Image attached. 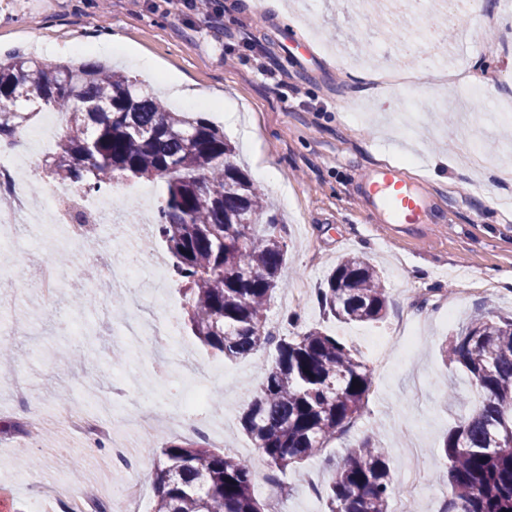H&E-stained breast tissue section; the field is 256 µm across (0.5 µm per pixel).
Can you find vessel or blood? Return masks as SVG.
<instances>
[{
  "label": "vessel or blood",
  "instance_id": "1",
  "mask_svg": "<svg viewBox=\"0 0 512 512\" xmlns=\"http://www.w3.org/2000/svg\"><path fill=\"white\" fill-rule=\"evenodd\" d=\"M365 194L368 201L382 211L387 223H420L425 197L410 187L401 170L394 167L378 170Z\"/></svg>",
  "mask_w": 512,
  "mask_h": 512
}]
</instances>
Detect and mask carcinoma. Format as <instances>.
I'll return each instance as SVG.
<instances>
[{"mask_svg": "<svg viewBox=\"0 0 512 512\" xmlns=\"http://www.w3.org/2000/svg\"><path fill=\"white\" fill-rule=\"evenodd\" d=\"M34 95L66 116L55 151L41 163L47 177L84 191L123 177L164 182L155 224L184 284L192 333L228 360L275 344L241 416L271 467L303 463L363 414L372 378L357 353L317 327L277 340L267 331L268 305L285 285L288 244L224 131L169 111L137 80L96 61L48 66L14 56L0 60V145L39 114L23 108ZM249 216L266 223H242ZM316 298L344 322H377L388 310L380 273L356 255L339 260ZM442 356L467 373L479 396L443 441L451 497L442 512H512V319L471 316ZM161 456L154 512H264L250 461L201 438L173 442ZM394 493L388 452L366 437L337 468L327 506L388 512Z\"/></svg>", "mask_w": 512, "mask_h": 512, "instance_id": "obj_1", "label": "carcinoma"}]
</instances>
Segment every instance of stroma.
<instances>
[{
  "label": "stroma",
  "mask_w": 512,
  "mask_h": 512,
  "mask_svg": "<svg viewBox=\"0 0 512 512\" xmlns=\"http://www.w3.org/2000/svg\"><path fill=\"white\" fill-rule=\"evenodd\" d=\"M485 3V17L464 11L449 25L450 48H464L471 72L485 81L484 98L471 99L451 88L433 91L422 75L427 45L440 35L426 6L382 18L359 14L353 0H266L261 12L254 0H213L204 14L181 12L177 0H0V51L36 59L44 44L79 37L83 58L94 59L96 43L119 34L128 54L113 59L115 68L172 109L201 112L222 125L249 175L266 167L276 171L278 181L266 194L288 201L280 210L288 287L278 290L268 317L280 335L320 325L366 357L371 342L397 335L402 320L418 324L413 345H397L388 366L373 368L363 414L316 457L284 471L270 469L239 423L272 346L228 361L180 326V343L217 371L211 392L222 402L214 416L224 426V448L252 463L256 494L268 510L282 497L286 512H328L324 494L306 491V478L317 476L328 486L338 463L367 436L387 448L395 483H402L408 466L423 470L414 512H441L450 495L440 447L458 400L472 406L478 397L468 375L442 360L440 348L474 313L494 320L512 316V206L506 204L512 178L501 174L512 168V157L501 152L502 142L512 141V124L482 137L489 159L482 171L459 159L467 117L487 112L491 100L512 97V7L504 0ZM329 42L353 50L368 45L373 67L393 63L419 76L361 93L360 68L337 62L324 49ZM135 52L152 57L156 70L138 68ZM229 106L237 116L232 124L224 121ZM395 157L427 196L422 223H384L365 201V184ZM348 254L364 257L382 275L390 303L380 323L340 322L316 299L327 273ZM301 288L307 294L299 303L285 302L286 293ZM0 300L8 305L0 313V338L12 343L39 387L37 398L21 407L0 374V421L16 425L0 434V485L8 491L5 512H35L45 485L70 482L59 459L76 463L87 482L97 476L104 454L50 420L58 387L79 399L116 385L131 392L157 380L146 375V361L127 364L120 336L100 328L98 309L78 302L73 285H64L47 307L34 278L19 284L6 275ZM292 313L300 314L299 324L288 322ZM450 384L457 400L444 395ZM40 416L49 432L33 445L27 431ZM127 437L143 451L140 508L153 512L160 450L185 434L171 428Z\"/></svg>",
  "instance_id": "obj_1"
}]
</instances>
